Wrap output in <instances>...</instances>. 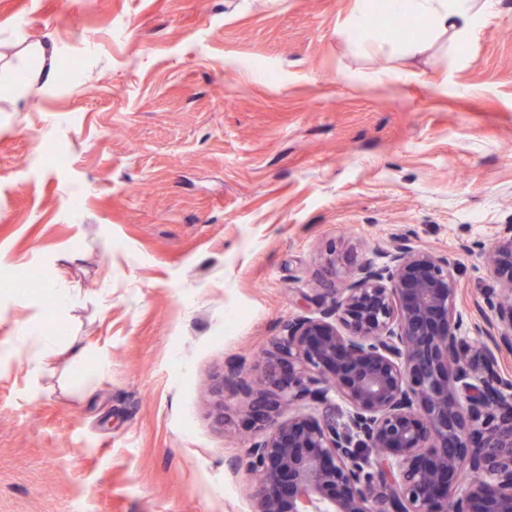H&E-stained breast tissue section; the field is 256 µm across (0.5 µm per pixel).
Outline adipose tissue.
I'll return each mask as SVG.
<instances>
[{
  "mask_svg": "<svg viewBox=\"0 0 512 512\" xmlns=\"http://www.w3.org/2000/svg\"><path fill=\"white\" fill-rule=\"evenodd\" d=\"M359 5L343 25L344 37L363 49L375 40L372 18L376 15H409L418 18L429 36L452 35L465 42L472 32L485 23L494 8V0H358ZM54 58V45L41 42L18 52L0 64L7 77L0 82V94L25 90L39 80L47 61Z\"/></svg>",
  "mask_w": 512,
  "mask_h": 512,
  "instance_id": "obj_1",
  "label": "adipose tissue"
}]
</instances>
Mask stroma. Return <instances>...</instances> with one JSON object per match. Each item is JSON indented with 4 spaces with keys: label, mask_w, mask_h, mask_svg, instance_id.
Listing matches in <instances>:
<instances>
[{
    "label": "stroma",
    "mask_w": 512,
    "mask_h": 512,
    "mask_svg": "<svg viewBox=\"0 0 512 512\" xmlns=\"http://www.w3.org/2000/svg\"><path fill=\"white\" fill-rule=\"evenodd\" d=\"M356 5L0 0L1 53L56 48L55 77L0 97V351L38 325L104 364L89 394L66 353L0 359V512H253L254 431L229 385L217 423L212 385L232 362L255 379L348 252L448 258L467 323L500 288L512 0L404 69L421 24L377 18L367 53L341 33Z\"/></svg>",
    "instance_id": "1"
}]
</instances>
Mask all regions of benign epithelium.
Instances as JSON below:
<instances>
[{
	"mask_svg": "<svg viewBox=\"0 0 512 512\" xmlns=\"http://www.w3.org/2000/svg\"><path fill=\"white\" fill-rule=\"evenodd\" d=\"M494 252L503 285L471 338L448 259L402 239L381 265L352 260L318 315L284 323L262 380L229 366L216 419L227 379L258 429L254 512H512V224Z\"/></svg>",
	"mask_w": 512,
	"mask_h": 512,
	"instance_id": "benign-epithelium-1",
	"label": "benign epithelium"
}]
</instances>
